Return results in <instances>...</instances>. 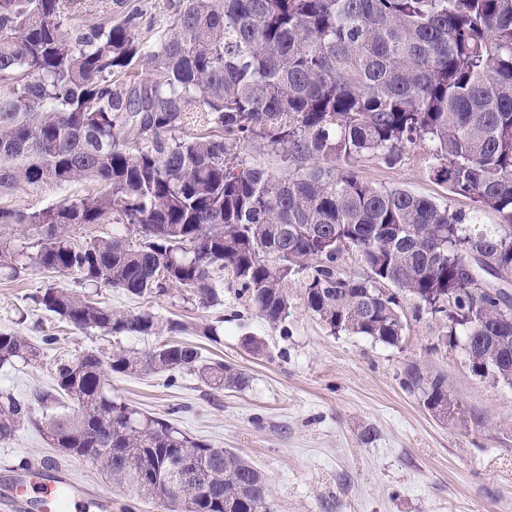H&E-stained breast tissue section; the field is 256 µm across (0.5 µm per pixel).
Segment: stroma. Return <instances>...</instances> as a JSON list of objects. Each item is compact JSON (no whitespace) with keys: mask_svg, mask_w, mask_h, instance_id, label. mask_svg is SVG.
Wrapping results in <instances>:
<instances>
[{"mask_svg":"<svg viewBox=\"0 0 512 512\" xmlns=\"http://www.w3.org/2000/svg\"><path fill=\"white\" fill-rule=\"evenodd\" d=\"M429 143L412 145L393 165L363 158L358 177L377 186L400 187L475 212L470 197L449 192L434 179ZM89 183L37 187L19 185L0 192V207L40 210L95 193ZM53 286L81 290L72 277L29 270L0 276V331L12 330L41 345L40 358L0 366V389L27 397L53 386L52 365L62 353L87 349L145 350L152 337H111L68 327L33 302ZM220 305L203 308L179 292L146 303L118 288L99 290L97 299L116 311L143 307L161 318L183 321L184 342L203 357L239 366L249 375L239 391L214 393L197 375L116 376L113 396L139 412L174 422L191 436L241 453L267 477L273 512H512V386L476 376L462 341L444 344L430 314L404 302L408 329L395 346L359 335H334L304 306L300 284L291 287L285 328H272L236 298L226 276ZM217 325L219 341L201 330ZM265 344L263 356L241 345L246 336ZM52 344H45V337ZM447 375L456 409L434 417L416 394L403 389L407 366ZM51 459L62 463L101 512H166L157 503L134 502L87 461L62 456L33 427L0 446V488L30 477L25 466Z\"/></svg>","mask_w":512,"mask_h":512,"instance_id":"35a3bbf8","label":"stroma"}]
</instances>
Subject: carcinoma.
I'll return each mask as SVG.
<instances>
[{
  "mask_svg": "<svg viewBox=\"0 0 512 512\" xmlns=\"http://www.w3.org/2000/svg\"><path fill=\"white\" fill-rule=\"evenodd\" d=\"M0 0V191L93 182L79 202L0 208V269L74 276L160 299L178 289L219 305L215 274L272 326L299 280L307 310L334 335L396 345L402 300L466 337L475 375L512 384V296L477 287L472 256L512 275V0H179L151 43L147 12L101 0ZM429 142L430 172L497 222L359 179L361 158L398 161ZM258 143L276 173L253 163ZM86 224L112 235L78 245ZM356 251L362 276L340 259ZM38 307L77 330L146 336L141 352L58 358L54 385L0 391V445L26 426L169 512H272L268 479L231 449L112 397L113 374L190 371L212 390L248 375L177 339L186 326L149 309L118 313L89 294L46 288ZM38 348L0 331V365ZM445 418L448 378L417 364L401 381ZM46 412L35 419V409Z\"/></svg>",
  "mask_w": 512,
  "mask_h": 512,
  "instance_id": "obj_1",
  "label": "carcinoma"
}]
</instances>
